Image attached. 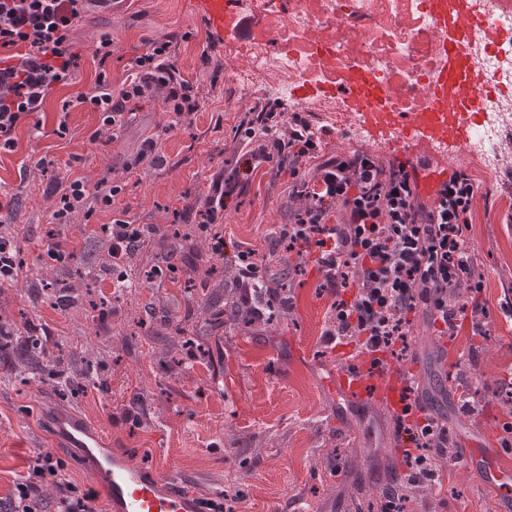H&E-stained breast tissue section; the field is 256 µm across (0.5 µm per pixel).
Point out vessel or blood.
Masks as SVG:
<instances>
[{
    "instance_id": "1",
    "label": "vessel or blood",
    "mask_w": 512,
    "mask_h": 512,
    "mask_svg": "<svg viewBox=\"0 0 512 512\" xmlns=\"http://www.w3.org/2000/svg\"><path fill=\"white\" fill-rule=\"evenodd\" d=\"M194 4L213 29L227 36L239 37L249 25L239 0H194ZM425 6L444 34L441 64L429 102L412 112L394 109L391 89L361 69L349 70L337 78L335 89L358 112L373 139L401 144L407 161L423 176L421 193L429 195L440 178L435 161L437 145L465 142L473 114L489 96L492 81L474 70L471 41L479 31L485 32L491 42L499 33L493 19L472 12L469 0H425ZM371 361V355L366 354L356 370L337 372V396L354 408L379 400L389 410H400L407 385L404 372L391 361L378 367ZM71 427L84 436L79 446L93 463L91 479L107 499L111 512H197L195 497L184 480L159 471L147 472L128 457L104 448L101 437L86 434L81 423L72 422ZM463 459L469 467L481 470L486 483L497 492L501 499L499 512H512V472L498 468L476 448L464 449Z\"/></svg>"
}]
</instances>
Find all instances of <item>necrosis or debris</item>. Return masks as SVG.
Instances as JSON below:
<instances>
[{
  "mask_svg": "<svg viewBox=\"0 0 512 512\" xmlns=\"http://www.w3.org/2000/svg\"><path fill=\"white\" fill-rule=\"evenodd\" d=\"M476 14L493 16L500 27L495 51L473 39L475 67L500 84L512 85V0H474ZM264 38L242 40L246 59L238 77L293 96L302 84H318L328 69L314 59L315 48L335 52L340 67L357 64L387 84L397 102L425 101V89L440 64L441 34L422 0H287L283 9L265 10ZM503 106L484 107L487 119L465 142L468 156L492 175L512 161V120H497Z\"/></svg>",
  "mask_w": 512,
  "mask_h": 512,
  "instance_id": "necrosis-or-debris-1",
  "label": "necrosis or debris"
}]
</instances>
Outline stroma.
Here are the masks:
<instances>
[{
  "instance_id": "35a3bbf8",
  "label": "stroma",
  "mask_w": 512,
  "mask_h": 512,
  "mask_svg": "<svg viewBox=\"0 0 512 512\" xmlns=\"http://www.w3.org/2000/svg\"><path fill=\"white\" fill-rule=\"evenodd\" d=\"M106 35L114 49L107 69L116 85L149 41L176 36L180 72L200 88L198 111L175 125L160 95L132 101L111 144L101 150L92 146L98 113L68 100L93 84L98 64L92 49ZM75 41L82 55L76 84L57 88L43 111L20 125L16 150L0 155V224L10 226L24 258L20 276L0 284V306L27 313L43 336L65 340L74 353L94 347L108 385L88 389L73 403L47 377L26 386L8 383V368L0 360V503L10 501L17 480L45 453L67 462L69 481L93 490L76 449L54 438L58 417L74 414L101 432L112 450L188 478L201 502L216 501L218 491L226 490L238 495L233 512H347L352 485L386 486L391 473L402 469L401 450L382 404L351 409L329 387L353 349L324 348L321 334L333 298L323 290L315 263L297 262L279 242L292 213L286 205L289 172L261 167L243 177L224 208L223 255L207 249L206 232L198 227L209 197L224 184L225 167L243 165L248 155L237 130L244 112L269 101V94L257 85L247 91L238 85L242 62L235 41L215 33L192 0H126L117 13L90 7ZM62 120L68 125L63 138L55 133ZM312 120L329 131L327 153L365 148L387 161L404 157L399 143L377 147L321 113H313ZM149 139L156 141L165 165L139 161L136 173H127V164L139 160ZM106 175L123 188L116 210L125 220L154 229L116 274L103 267L94 231L111 222L112 214L82 212L62 224L51 221L55 181L80 177L92 185ZM481 185L471 248L484 278L478 300L493 317L489 333L475 336L465 326L448 340L416 321L404 365L417 375L424 403L458 441H475L498 465L512 469V450L500 445L502 425L512 423L506 402L511 393L500 386L512 377V322L499 311L501 301L512 298V166ZM52 236L74 247L68 264L79 274L71 285L79 289L88 282L106 296L121 291L103 323L72 310L58 314L51 299L38 295L49 264L44 247ZM247 248L256 251L261 275L289 273L290 314L250 332L211 326L199 304L216 288L201 272L234 262ZM152 267L157 276L143 282L142 271ZM176 326L199 337L206 351L184 370L163 364L159 355L160 336ZM470 349L476 352L474 364L460 362V354ZM444 366L464 372L485 391L481 414L459 411L455 384L433 389L430 380ZM498 507L483 476L461 463L447 472L436 508L421 503L414 512H498Z\"/></svg>"
}]
</instances>
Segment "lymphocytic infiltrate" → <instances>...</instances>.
Instances as JSON below:
<instances>
[{
    "label": "lymphocytic infiltrate",
    "mask_w": 512,
    "mask_h": 512,
    "mask_svg": "<svg viewBox=\"0 0 512 512\" xmlns=\"http://www.w3.org/2000/svg\"><path fill=\"white\" fill-rule=\"evenodd\" d=\"M84 0H0V152L14 151L17 128L39 112L47 97L76 80L79 55L73 34ZM171 38L148 42L135 60L134 71L113 85L105 71L112 56L111 39L92 51L100 65L94 84L75 96L79 105L101 114V126L90 144H109V131L122 121L128 102L156 88L174 120L188 118L199 107V90L173 62ZM239 132L251 148L252 162L289 170L290 195L306 199L279 237L297 257H312L333 298L328 345H351L357 353L380 352L402 361L409 357V333L417 315H424L439 336L455 338L462 323L476 336L488 333L490 314L476 297L484 286L473 276L470 249L471 213L478 193L466 170H452L433 195H421L419 172L403 161L383 162L377 153L360 149L350 154L324 153L326 129L316 128L307 113L283 114L266 105L245 113ZM121 186L108 179L87 185L82 179L58 181L53 192L54 223L75 208L94 204L111 210ZM99 232L112 236V265L152 234V227L113 219ZM468 284L472 296L450 305L448 292ZM395 435L402 451L407 484H439L445 469L459 455L447 454L452 435L447 423L426 407L404 408L395 416ZM65 460L40 456L28 477L15 486L17 507L32 489L53 481L63 485L70 506L66 512H95L94 497L66 481Z\"/></svg>",
    "instance_id": "lymphocytic-infiltrate-1"
}]
</instances>
